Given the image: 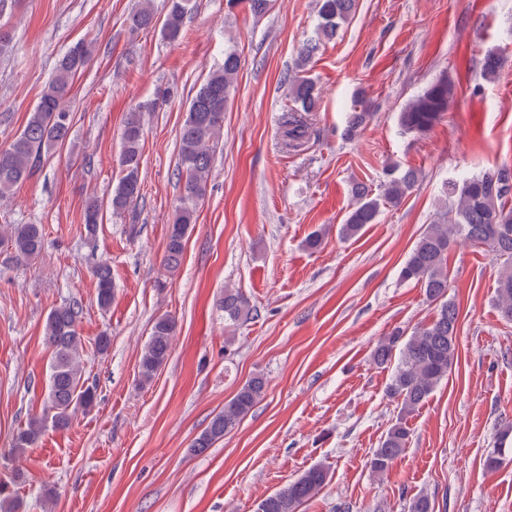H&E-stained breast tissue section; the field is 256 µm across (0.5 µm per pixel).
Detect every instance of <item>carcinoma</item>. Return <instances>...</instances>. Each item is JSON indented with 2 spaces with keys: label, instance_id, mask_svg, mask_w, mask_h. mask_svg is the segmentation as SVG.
<instances>
[{
  "label": "carcinoma",
  "instance_id": "obj_1",
  "mask_svg": "<svg viewBox=\"0 0 512 512\" xmlns=\"http://www.w3.org/2000/svg\"><path fill=\"white\" fill-rule=\"evenodd\" d=\"M270 2L227 0L229 7L242 4L255 16L264 15ZM355 6L356 0H319L315 36L300 49L295 67L284 77L294 107L283 116V140L293 150L307 142L309 113L316 111L319 100L314 83L301 72L320 44L336 37ZM191 9L192 0H169L167 13L160 18L151 0H140L127 18L129 29L139 32L157 28L163 38L175 41ZM94 52L95 46L89 42H77L70 47L58 61L23 128L0 146L1 201L8 200L15 188L35 175L45 150L62 146L68 140L73 122L69 102L74 82L89 66ZM501 65L498 55L488 53L481 76L486 80L495 79ZM239 67L237 53L225 51L223 65L209 74L191 98L180 128L178 181L181 195L170 220L163 255V266L169 272L176 271L182 263L187 238L206 194L212 155L223 135L224 112L234 92ZM453 95L454 85L448 77L437 79L405 106L400 113L401 126L416 135L428 132L448 111ZM169 98L170 94L166 93L159 100L142 102L127 114L119 155L122 176L108 202L116 215L128 212L141 198L139 168L144 114L156 111L160 103ZM370 118L371 112L365 108L349 113L346 135H354ZM418 181L416 170L401 171L389 165L384 170L381 193L373 194L362 183L353 186V204L340 226V236L352 238L366 225L377 223L381 207L398 205ZM446 197L453 202L444 207L437 222L426 227L399 272L401 281L415 283L424 289L427 300L436 308L435 318L416 327L408 336L397 331L383 337L373 351V360L378 365L388 364L393 353H399L387 395L400 406V415L379 447L371 453L368 465L377 476L386 474L404 453L410 437L407 416L427 401L456 365L459 312L455 301L448 297V251L458 241L483 246L495 259L502 261L495 305L500 317L512 322V167L502 166L450 182ZM102 219V203L89 200L83 213L86 231L94 234ZM44 243L45 228L41 224H7L0 228V257L6 261L35 264L42 256ZM93 275L98 306L106 310L114 295L112 265L106 261L98 263ZM218 307L224 312L225 326L233 328L256 313L248 297L235 288L224 289ZM82 317L83 305L78 300L49 311L44 324V340L51 350L46 407L42 416L29 420L14 432L12 454H24L49 429H68L78 412L88 411L96 404V388L87 384L83 374L84 340L78 331ZM175 333L173 317L164 314L154 320L139 359V385L150 384L166 364ZM265 391L266 380L262 374L257 373L246 380L235 395L224 402V409L215 414L194 439L193 451L202 454L223 439L264 397ZM511 450L512 425H507L495 433L494 448L484 461L486 469L499 468ZM329 478L326 467L312 466L287 486L261 500L256 512H300L301 506L316 497ZM22 479L23 474L15 470L9 479L0 482V512H21L22 503L10 491V486Z\"/></svg>",
  "mask_w": 512,
  "mask_h": 512
}]
</instances>
